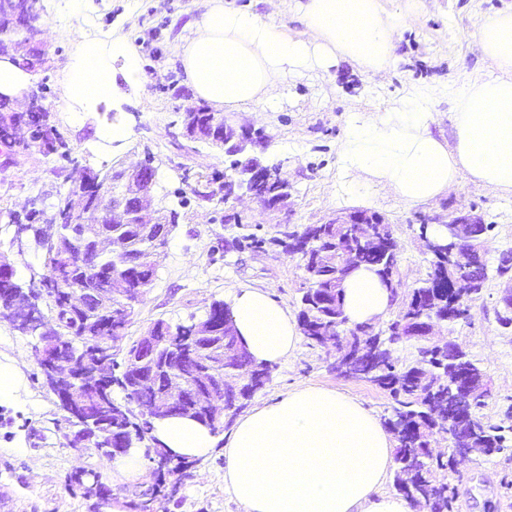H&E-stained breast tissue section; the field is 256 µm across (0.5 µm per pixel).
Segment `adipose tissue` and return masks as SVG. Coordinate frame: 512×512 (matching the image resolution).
<instances>
[{"mask_svg": "<svg viewBox=\"0 0 512 512\" xmlns=\"http://www.w3.org/2000/svg\"><path fill=\"white\" fill-rule=\"evenodd\" d=\"M294 9L298 32L230 0H207L180 53L195 97L225 112H273L275 88L304 71H326L345 58L380 74L408 20L386 12L382 0H295ZM478 45L500 74L470 86L452 115L454 143L435 133L434 113L415 96L387 112L351 113L343 160L354 180L374 177L413 206L446 195L463 174L512 193V11L482 16ZM112 55V45L86 43L70 63L63 101L108 96ZM393 305L373 272L361 268L347 278L350 323L379 321ZM230 308L256 362L276 364L295 350L300 332L286 302L246 287ZM152 434L189 460L223 444L224 488L243 512H414L405 498L381 490L394 465L393 436L358 399L332 388L288 391L240 416L223 440L188 418L154 420Z\"/></svg>", "mask_w": 512, "mask_h": 512, "instance_id": "1", "label": "adipose tissue"}]
</instances>
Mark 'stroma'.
I'll return each instance as SVG.
<instances>
[{"label": "stroma", "instance_id": "35a3bbf8", "mask_svg": "<svg viewBox=\"0 0 512 512\" xmlns=\"http://www.w3.org/2000/svg\"><path fill=\"white\" fill-rule=\"evenodd\" d=\"M37 22L46 63L38 77L49 80L45 104L50 120L81 165L99 173L129 169L152 153L159 169L154 201L182 183L199 195L183 209L163 249L157 276L135 306L124 348L157 320L176 324L203 317L213 301L228 300L243 287L261 288L299 311L304 271L298 258L280 249L255 254L234 244L239 230L224 221V192L211 175L223 171L225 156L202 142L173 138L175 123L199 104L187 83L179 47L191 35L189 21L206 8V0H83L80 13H71L66 0H41ZM385 8L410 11L405 27L395 36L387 71L368 77L350 60H339L327 71L312 70L290 78L278 93V111L259 115L228 114L234 126L263 130L268 147L263 157L281 166L291 186L282 211L265 209L256 199L242 196L234 206L247 224L262 225L276 235L281 225L298 230L357 210L381 214L392 225L397 242L400 286L411 291L425 278L426 247L420 236L425 217L471 209L492 229L483 240L489 268L512 251V195H502L462 179L447 196L428 206L412 207L394 193L369 185L365 198H355L342 161L341 146L350 113L383 112L407 94L420 96L435 112V130L455 137L451 114L469 84L490 80L498 72L476 46L480 16L512 10V0H382ZM121 39L140 60L141 85L125 82L123 57L112 59V93L83 112L69 111L61 98L66 66L83 42ZM116 137L104 140L107 129ZM56 163L34 149L12 155L0 167V255L13 256L17 277L28 281V264H39L36 251L14 256L13 216L22 214L27 200L53 202L65 188ZM506 279L490 276L467 319L435 328L434 337L453 341L483 368L491 396L481 412L488 424L505 422L512 412V327H502L497 315ZM35 338L0 321V360L14 359L24 377L19 401L0 404V512H92L88 501L68 493L65 479L78 469H95L113 497L125 496L129 485L113 475L112 467L91 448L69 447L63 437V413L53 392L39 378ZM333 346L296 351L273 369L269 381L253 397L252 406L299 386L335 388L359 398L378 416H387L389 399L368 382L336 375ZM450 479L460 497L453 512H512V454L470 455L458 462ZM153 512H241L224 492V456L215 448L194 461L187 478L175 490H164Z\"/></svg>", "mask_w": 512, "mask_h": 512}]
</instances>
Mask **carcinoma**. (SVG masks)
Masks as SVG:
<instances>
[{
	"instance_id": "obj_1",
	"label": "carcinoma",
	"mask_w": 512,
	"mask_h": 512,
	"mask_svg": "<svg viewBox=\"0 0 512 512\" xmlns=\"http://www.w3.org/2000/svg\"><path fill=\"white\" fill-rule=\"evenodd\" d=\"M28 17L10 10H0V55L15 51L14 40ZM44 62L42 51L34 46L21 58L18 66L27 71L38 69ZM220 114L202 105L183 116L182 124L192 128L194 141L208 143L213 135L224 132L219 124ZM21 121L33 130L32 140L23 147H34L46 157L59 162L62 170L76 158L71 149L51 124L48 109L26 114L15 113L9 103L0 99V133L7 131L14 121ZM157 169L147 160L138 172L134 185L118 192L108 218L100 217L94 224L84 223L83 212L77 210L72 196L79 190L78 180L73 188L59 193L51 205L59 218L56 234L47 238L38 224L26 227L27 236L35 249L41 252L43 265L49 275L45 292L48 297L46 317L54 327L48 335L57 337L53 351L64 362L86 368L59 383L72 389L77 405L95 412L104 422L97 442L113 439L131 448L139 444L140 436L134 430L135 418L130 404L147 411L157 402L178 393V408L166 410L170 416H187L204 424L213 419L219 401L203 406L201 397L209 395L202 372L212 374L210 383L224 385V410L239 412L269 380L273 366L254 364L244 343L239 338L230 306L224 301L213 302L203 318L197 322L171 324L157 321L158 340L170 344L195 347L196 358L180 363L163 372L150 374L153 357L148 355L149 344L137 339L125 351L141 358L135 363L124 356L112 355V365L100 372L95 366L106 358L112 341L125 337L134 311L128 299L138 298L151 286L157 271L158 258L167 243V236L149 234L146 225L175 224L178 209L190 203L183 189L173 192L177 207L148 209L146 198L156 184ZM244 233L237 237V247L252 253L275 246L291 253L311 242L314 249L302 261L305 273L298 313V328L307 344L316 347L332 341L336 350L358 351L372 347L378 359L374 364V382L377 388L389 394L391 412L385 426L394 435V487L413 507L423 506L430 512H450L459 496V488L448 479V471L455 464L442 456H431L430 437L445 431L448 418L459 416L466 427L455 434L457 448L496 447L503 453L512 449V424H487L478 413L486 399L476 397L461 402L450 395V379L457 363L465 361L474 376L484 374L478 363L454 350L441 358L427 355V340L417 342L418 360L404 364L394 354L395 345L410 340L397 334V326L386 330L377 323L366 328L348 324L344 312L343 284L350 273L364 267L374 271L381 281L392 287L397 301L395 318L404 322L408 331L435 322L455 324L448 319V304L454 298L473 303L480 293H467L466 284L477 279L486 284L488 265L480 252L469 245L461 246L465 262L448 260V239L431 233L427 224L420 225V235L435 243L429 252L428 272L419 286L406 298L399 299V265L391 224L372 225L368 239L356 237V225L338 224L333 220L323 224H308L302 230L282 232V237L270 236L260 225L242 224ZM87 281L98 290L94 296H82L76 290L62 289L77 282ZM33 297L29 286L17 281L14 265L0 269V309L22 308ZM342 336H336V331ZM153 483L150 494H142L126 506L144 512L149 508L150 496L161 491L166 481H180L187 476L181 460L157 450L156 462L151 464ZM99 474L79 470L66 478L67 486L77 489L82 498L91 502V508L100 512L112 508Z\"/></svg>"
}]
</instances>
